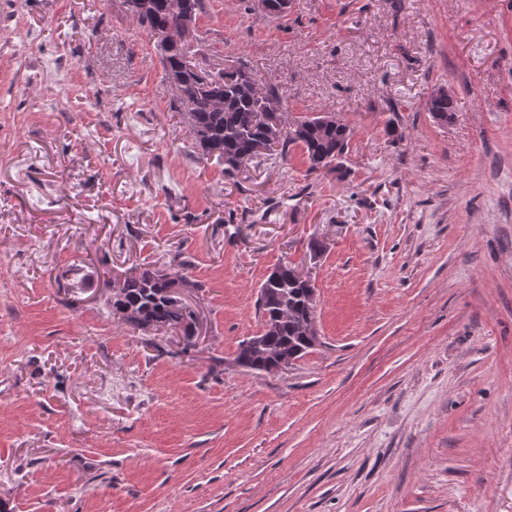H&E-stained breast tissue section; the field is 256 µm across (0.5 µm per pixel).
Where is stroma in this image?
I'll use <instances>...</instances> for the list:
<instances>
[{
  "mask_svg": "<svg viewBox=\"0 0 512 512\" xmlns=\"http://www.w3.org/2000/svg\"><path fill=\"white\" fill-rule=\"evenodd\" d=\"M196 35L349 126L341 172L225 175L121 0H0V512H512V0H202ZM282 263L318 342L238 367ZM148 267L193 344L112 316Z\"/></svg>",
  "mask_w": 512,
  "mask_h": 512,
  "instance_id": "35a3bbf8",
  "label": "stroma"
}]
</instances>
